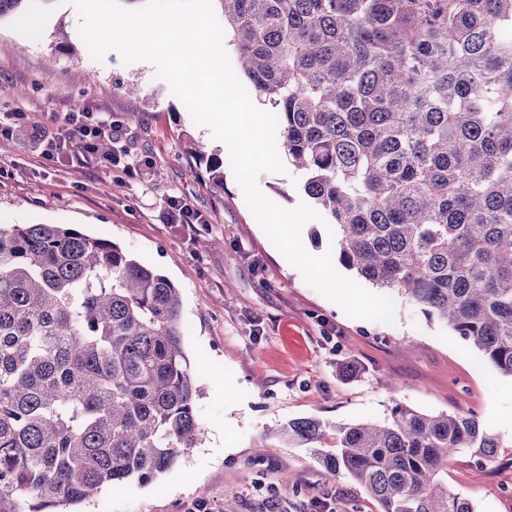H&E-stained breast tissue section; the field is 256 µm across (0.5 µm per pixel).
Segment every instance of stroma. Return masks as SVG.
Segmentation results:
<instances>
[{
  "instance_id": "obj_1",
  "label": "stroma",
  "mask_w": 512,
  "mask_h": 512,
  "mask_svg": "<svg viewBox=\"0 0 512 512\" xmlns=\"http://www.w3.org/2000/svg\"><path fill=\"white\" fill-rule=\"evenodd\" d=\"M42 26L0 18V116L23 112L26 136L0 152V225L59 224L119 245L178 288L185 352L200 389L203 437L150 483L104 490L80 512H380L345 474L329 476L317 450L335 451L337 427L382 421L395 404L430 414L473 413L501 444L477 468L470 454L448 461V488L474 512H512V378L481 359L440 321L395 296L396 322L350 317L308 284L249 209L232 168L223 181L201 158L229 159L227 145L196 124L154 65L92 57L71 0H31ZM111 113L140 180L93 168L68 153L42 166L32 148L43 126L62 123L75 104ZM260 190L290 209L308 197L294 168L264 172ZM180 196L207 214L187 232L160 216ZM304 344L293 353L284 332ZM354 366L353 374L340 364ZM233 395H225L226 384ZM317 418L320 444H288L273 428Z\"/></svg>"
}]
</instances>
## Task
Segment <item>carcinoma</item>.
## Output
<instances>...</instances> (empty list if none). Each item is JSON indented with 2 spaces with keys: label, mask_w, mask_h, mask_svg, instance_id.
Instances as JSON below:
<instances>
[{
  "label": "carcinoma",
  "mask_w": 512,
  "mask_h": 512,
  "mask_svg": "<svg viewBox=\"0 0 512 512\" xmlns=\"http://www.w3.org/2000/svg\"><path fill=\"white\" fill-rule=\"evenodd\" d=\"M30 0H0V18ZM340 262L442 320L512 378V0H215ZM178 289L117 244L0 227V512H69L195 447ZM317 418L285 442L319 441ZM499 442L473 414L397 404L320 454L381 512H474L448 458Z\"/></svg>",
  "instance_id": "carcinoma-1"
}]
</instances>
